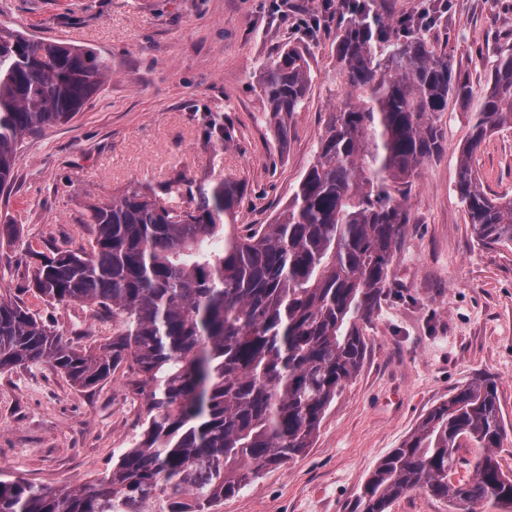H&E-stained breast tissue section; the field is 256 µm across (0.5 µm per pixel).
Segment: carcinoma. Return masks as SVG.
<instances>
[{"label": "carcinoma", "mask_w": 512, "mask_h": 512, "mask_svg": "<svg viewBox=\"0 0 512 512\" xmlns=\"http://www.w3.org/2000/svg\"><path fill=\"white\" fill-rule=\"evenodd\" d=\"M336 37L348 98L330 113L315 155L288 205L270 224H237L231 180L188 188L177 175L157 192L129 187L91 208L89 248L36 253L28 284L45 299L80 303L112 319V339L73 344L12 296L0 295V370L45 362L80 387L129 365L145 403L134 447L88 485L37 488L0 480V512H211L258 472L302 455L366 343L358 323L385 293L419 167L440 157L437 125L448 99L471 107L456 191L483 245L512 246V198H490L471 163L485 138L512 126V47L477 93L448 59L399 22L403 37L369 4ZM110 67L92 50L33 41L0 22V195L10 189L18 146L70 121ZM309 64L280 50L262 76L267 111L288 135L301 111ZM504 437L494 377H479L435 406L365 482L357 512H387L421 489L492 512L512 505V475L494 449ZM467 478L452 481L455 453Z\"/></svg>", "instance_id": "1"}]
</instances>
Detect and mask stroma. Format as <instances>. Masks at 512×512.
<instances>
[{"instance_id":"obj_1","label":"stroma","mask_w":512,"mask_h":512,"mask_svg":"<svg viewBox=\"0 0 512 512\" xmlns=\"http://www.w3.org/2000/svg\"><path fill=\"white\" fill-rule=\"evenodd\" d=\"M288 11L317 14L319 30L282 24L274 0H0V19L31 38L86 47L111 67L70 122L26 137L17 152L12 191L0 196V225L16 229L0 240V293L20 297L64 337L99 345L111 320L27 286L36 253L88 245L92 206L180 173L236 181L240 223H271L347 92L335 6L288 0ZM426 34L482 90L512 45V0H449ZM289 46L304 51L312 81L283 139L260 81ZM214 121L231 142L211 137ZM439 124L447 148L414 180L386 294L359 323L367 352L357 374L327 408L312 448L262 470L215 512H353L378 461L481 373L498 384L506 436L497 459L512 473V248L473 238L455 188L468 107L449 100ZM472 163L487 195L512 196V128L487 137ZM126 380L121 369L82 389L43 362L0 371V479L58 487L100 478L142 432L143 401Z\"/></svg>"}]
</instances>
